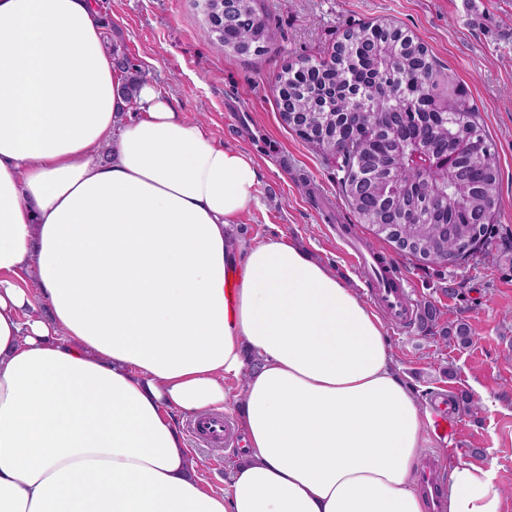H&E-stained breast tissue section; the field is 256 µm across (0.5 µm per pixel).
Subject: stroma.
Here are the masks:
<instances>
[{
    "label": "stroma",
    "instance_id": "stroma-1",
    "mask_svg": "<svg viewBox=\"0 0 512 512\" xmlns=\"http://www.w3.org/2000/svg\"><path fill=\"white\" fill-rule=\"evenodd\" d=\"M260 0L272 36L261 67L224 54L207 36L196 0H93L107 48L126 56L130 74L152 82L176 111L203 123L215 141L258 163L259 208L238 219L244 238H279L299 245L336 272L363 300L371 294L336 241V228L352 227L407 280L415 305L433 304L440 328L465 321L473 336L463 347L438 332L386 324L399 372L422 409L439 392L456 402L454 441L432 439L426 460L446 469L447 456L493 466L512 512V252L496 263L475 255L458 267L416 261L377 239L339 192L335 161L312 150L279 115L275 86L284 65L330 52L355 24L393 22L422 42L456 79L480 114L498 155L500 205L489 241L496 250L512 239V0ZM488 400L477 415L461 396ZM446 456H439V448ZM240 449L230 434L220 455L191 446L205 483L221 486Z\"/></svg>",
    "mask_w": 512,
    "mask_h": 512
}]
</instances>
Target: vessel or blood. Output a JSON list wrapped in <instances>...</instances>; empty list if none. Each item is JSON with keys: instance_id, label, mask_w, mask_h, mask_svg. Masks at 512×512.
Returning <instances> with one entry per match:
<instances>
[{"instance_id": "obj_1", "label": "vessel or blood", "mask_w": 512, "mask_h": 512, "mask_svg": "<svg viewBox=\"0 0 512 512\" xmlns=\"http://www.w3.org/2000/svg\"><path fill=\"white\" fill-rule=\"evenodd\" d=\"M344 252L359 268H371L370 293L375 303L388 315L393 324L402 325L414 317V307L403 279L389 271L388 261L362 247L354 237L342 234ZM431 428L440 437H454L457 420L447 401H440L432 413ZM229 429L223 415L209 414L198 417L193 424V433L206 447L220 448ZM420 490L432 504L433 512H444L445 487L433 467L422 471Z\"/></svg>"}]
</instances>
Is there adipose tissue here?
I'll use <instances>...</instances> for the list:
<instances>
[{
    "instance_id": "adipose-tissue-1",
    "label": "adipose tissue",
    "mask_w": 512,
    "mask_h": 512,
    "mask_svg": "<svg viewBox=\"0 0 512 512\" xmlns=\"http://www.w3.org/2000/svg\"><path fill=\"white\" fill-rule=\"evenodd\" d=\"M124 83L91 0H0V512H427L380 317L239 237L259 166L149 82L129 114ZM239 377L244 447L207 486L179 417ZM502 506L451 466L446 512Z\"/></svg>"
}]
</instances>
